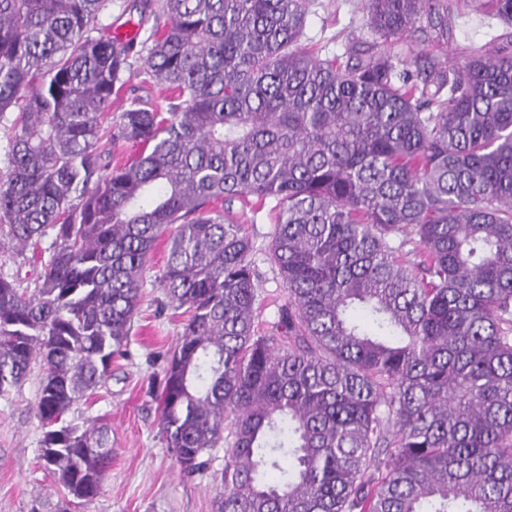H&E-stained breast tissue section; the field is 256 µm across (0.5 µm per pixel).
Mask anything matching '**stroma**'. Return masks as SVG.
I'll use <instances>...</instances> for the list:
<instances>
[{
  "instance_id": "35a3bbf8",
  "label": "stroma",
  "mask_w": 512,
  "mask_h": 512,
  "mask_svg": "<svg viewBox=\"0 0 512 512\" xmlns=\"http://www.w3.org/2000/svg\"><path fill=\"white\" fill-rule=\"evenodd\" d=\"M364 0H311L303 46L321 57H344L349 40L365 35ZM507 43V29L490 13H474L467 0H448L447 45L398 40L391 46L401 58L420 50L459 61L462 53ZM253 243L255 324L275 331L287 291L269 255L276 224L272 206L255 209L235 204L231 214ZM168 255L160 240L146 274L143 296L129 336L127 353L112 364V376L88 403L71 413L76 422L101 421L110 428L112 462L103 474L98 497L72 502L69 512H213L224 469V448L206 455L204 469L184 474L160 431V414L149 394L150 380L161 375L164 360L182 331L181 319L166 304L158 277ZM41 374L32 371L23 384L0 396V512H29L42 501L53 512L64 493L43 469L39 454L42 427L35 414Z\"/></svg>"
}]
</instances>
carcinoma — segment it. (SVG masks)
Returning <instances> with one entry per match:
<instances>
[{
	"instance_id": "obj_1",
	"label": "carcinoma",
	"mask_w": 512,
	"mask_h": 512,
	"mask_svg": "<svg viewBox=\"0 0 512 512\" xmlns=\"http://www.w3.org/2000/svg\"><path fill=\"white\" fill-rule=\"evenodd\" d=\"M471 2L512 26V0ZM309 5L143 0L172 101L105 127L139 54L112 0H0V223L18 255L53 237L36 279L0 273V395L39 365L40 458L77 500L112 441L66 416L112 377L166 235L161 433L188 474L226 444L213 512H512V56L408 62L377 41L444 36L448 0H365L373 42L341 64L298 47ZM248 197L277 209L275 336L224 217Z\"/></svg>"
}]
</instances>
